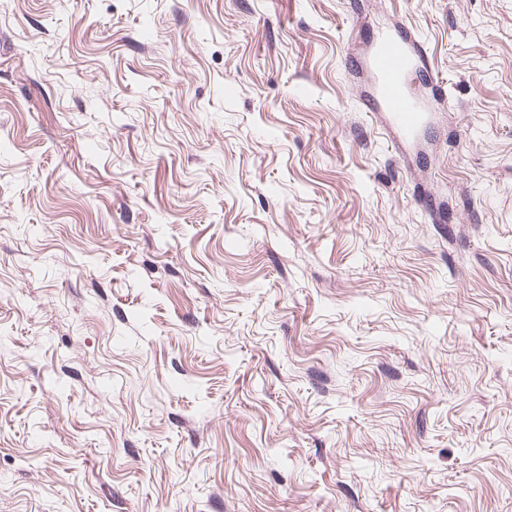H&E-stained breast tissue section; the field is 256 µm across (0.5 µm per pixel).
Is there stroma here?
Wrapping results in <instances>:
<instances>
[{"label":"stroma","instance_id":"35a3bbf8","mask_svg":"<svg viewBox=\"0 0 512 512\" xmlns=\"http://www.w3.org/2000/svg\"><path fill=\"white\" fill-rule=\"evenodd\" d=\"M0 512H512V0H0ZM348 69L372 79L367 112L383 114L402 142L410 140L423 123V112H431L430 96L439 100L440 87L427 86L423 48L406 27L379 34L359 54L347 58Z\"/></svg>","mask_w":512,"mask_h":512}]
</instances>
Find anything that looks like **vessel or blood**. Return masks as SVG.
I'll use <instances>...</instances> for the list:
<instances>
[{"label":"vessel or blood","mask_w":512,"mask_h":512,"mask_svg":"<svg viewBox=\"0 0 512 512\" xmlns=\"http://www.w3.org/2000/svg\"><path fill=\"white\" fill-rule=\"evenodd\" d=\"M350 71L368 74L372 80L367 109L387 117L401 140H410L423 123L430 102L440 88L421 80L424 52L412 32L398 26L379 34L359 54L348 56Z\"/></svg>","instance_id":"1"}]
</instances>
